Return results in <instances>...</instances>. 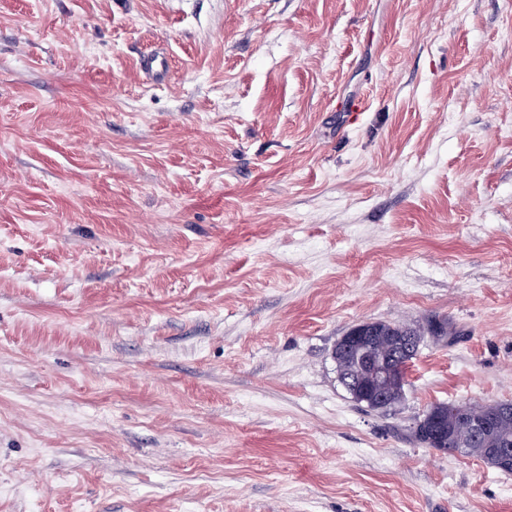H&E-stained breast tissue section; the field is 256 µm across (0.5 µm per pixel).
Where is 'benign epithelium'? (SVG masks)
<instances>
[{
  "instance_id": "1",
  "label": "benign epithelium",
  "mask_w": 512,
  "mask_h": 512,
  "mask_svg": "<svg viewBox=\"0 0 512 512\" xmlns=\"http://www.w3.org/2000/svg\"><path fill=\"white\" fill-rule=\"evenodd\" d=\"M382 321H362L352 326L336 343V358L350 360L351 366L338 371L341 383L358 403L370 408L387 407L389 387H402L407 384L408 370L418 353L421 336L406 328L391 337V353L381 356L372 350V340L385 332ZM445 416L454 421L467 423L477 439L488 441L487 464L500 469L512 466V448L496 447L491 436L495 421L512 416V402H498L491 405L481 417L471 414L466 404H455L443 409L432 408L415 424L422 442L434 450L445 447L460 448L453 435L445 433L441 419Z\"/></svg>"
}]
</instances>
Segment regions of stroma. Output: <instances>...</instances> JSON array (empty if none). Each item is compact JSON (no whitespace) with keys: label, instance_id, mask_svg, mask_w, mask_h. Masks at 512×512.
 <instances>
[{"label":"stroma","instance_id":"1","mask_svg":"<svg viewBox=\"0 0 512 512\" xmlns=\"http://www.w3.org/2000/svg\"><path fill=\"white\" fill-rule=\"evenodd\" d=\"M505 400L512 0H0V512H512L410 432ZM385 326L383 321H362L352 326L336 343V359L345 358L351 362L350 367L337 370L341 383L354 401L370 408L387 407V388L405 387L409 367L421 343V336L406 328L396 336H390L391 353L388 356L377 355L372 350V340L386 331Z\"/></svg>","mask_w":512,"mask_h":512}]
</instances>
